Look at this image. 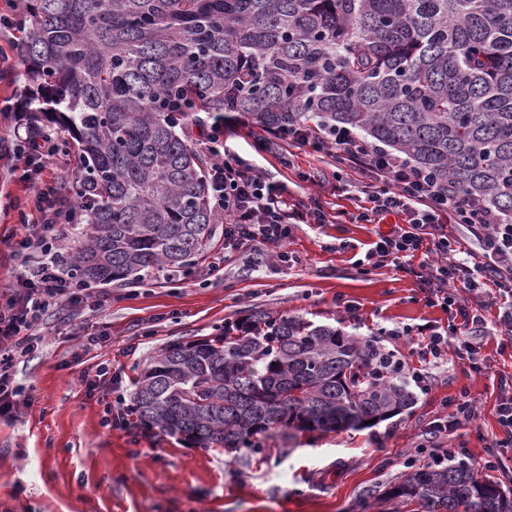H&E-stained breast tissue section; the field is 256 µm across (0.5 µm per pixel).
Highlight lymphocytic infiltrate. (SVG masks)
<instances>
[{
	"label": "lymphocytic infiltrate",
	"mask_w": 512,
	"mask_h": 512,
	"mask_svg": "<svg viewBox=\"0 0 512 512\" xmlns=\"http://www.w3.org/2000/svg\"><path fill=\"white\" fill-rule=\"evenodd\" d=\"M24 135L10 163L37 162L50 166L58 153L56 132L37 128L31 115L15 118ZM272 138L320 151L336 153L350 167L369 175L365 192L368 205L360 220L379 224L390 215L404 222L379 235L365 259L371 267L383 268L399 260L429 256L418 275L429 304L456 311L460 323H449L440 332L425 338L423 356L436 360L448 354L467 358L475 372L491 373L481 354V335L487 325L485 313L497 308L499 351L512 350V224L500 218L478 198L465 194L419 169L407 159L382 151L352 131L340 128L317 134L291 125L271 133ZM198 144L212 157L209 171L211 196L224 219V246L239 249L262 241L276 249L275 258L288 259L286 245L295 224L326 221L324 211L307 214L289 210L282 199L281 186L267 182L257 166L230 154L219 135L218 126L200 129ZM37 215L35 227L26 228L11 245L25 272L12 283V300L0 306V416L14 417L22 393L14 383V366L33 352L37 338L32 329L49 306L78 302L86 294L82 284L71 280L64 268V242L80 226L82 217L66 205L54 179L34 176L28 200ZM466 225L483 251L486 262L469 266L458 257L448 241L444 218ZM500 429L480 458L482 471L505 470L512 460V375H500L495 409Z\"/></svg>",
	"instance_id": "f902f5d3"
}]
</instances>
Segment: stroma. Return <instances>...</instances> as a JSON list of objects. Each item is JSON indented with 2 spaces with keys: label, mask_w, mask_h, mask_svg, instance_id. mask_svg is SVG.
Wrapping results in <instances>:
<instances>
[{
  "label": "stroma",
  "mask_w": 512,
  "mask_h": 512,
  "mask_svg": "<svg viewBox=\"0 0 512 512\" xmlns=\"http://www.w3.org/2000/svg\"><path fill=\"white\" fill-rule=\"evenodd\" d=\"M17 36L15 26L0 28V51L8 57L0 66V102L24 112L30 84ZM258 132L239 113H225L231 153L283 185L288 208L321 205L328 223L293 225L285 264L258 266L260 245L225 252L219 232L210 252L218 268L203 260L182 280L151 275L95 284L81 303L51 307L34 330L37 349L17 366L29 403L18 417L0 418V512H360V502L382 501L406 457L426 464L417 448L430 423L463 397L476 402L477 416L439 445L468 462L484 456L499 432L495 374L512 373V356L497 353L492 341L482 349L492 374H475L468 360L449 356L431 365L427 389L401 414L321 436L291 440L277 432L247 462L134 427V381L161 349L212 335L254 311L340 323L375 339L406 325H448V311L427 305L419 290L420 258L380 269L364 264L378 233L399 222L394 215L381 225L359 220L366 179L311 146L260 142ZM28 193L21 173L0 183V303L20 273L9 244L24 222L37 220L25 209ZM91 334L101 337L100 347L86 348ZM100 366L108 379L89 390L87 379Z\"/></svg>",
  "instance_id": "35a3bbf8"
}]
</instances>
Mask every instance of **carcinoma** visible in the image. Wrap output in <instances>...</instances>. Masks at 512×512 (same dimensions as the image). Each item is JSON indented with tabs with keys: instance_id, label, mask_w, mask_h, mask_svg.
<instances>
[{
	"instance_id": "cac0c4a2",
	"label": "carcinoma",
	"mask_w": 512,
	"mask_h": 512,
	"mask_svg": "<svg viewBox=\"0 0 512 512\" xmlns=\"http://www.w3.org/2000/svg\"><path fill=\"white\" fill-rule=\"evenodd\" d=\"M40 122L68 133L90 230L84 285L187 273L211 249L209 161L178 130L224 109L275 130L347 126L512 223V0H17ZM370 339L256 312L169 345L135 382L136 424L247 461L260 437L361 429L407 410ZM385 500L512 512L464 460L417 467Z\"/></svg>"
}]
</instances>
